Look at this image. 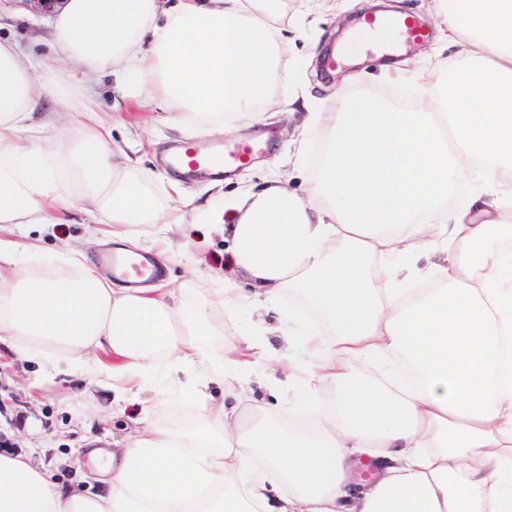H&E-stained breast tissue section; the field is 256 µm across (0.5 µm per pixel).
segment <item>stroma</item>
Wrapping results in <instances>:
<instances>
[{"mask_svg": "<svg viewBox=\"0 0 512 512\" xmlns=\"http://www.w3.org/2000/svg\"><path fill=\"white\" fill-rule=\"evenodd\" d=\"M283 6L287 19L297 27L298 37L290 45L288 57L300 65L299 91L317 106L334 96L352 98L361 93L398 107L416 103L418 87L413 73L433 68L439 57L455 55L454 49L441 46V16L433 0H394V10L420 18L426 38L408 43L400 55L370 52L356 64H339L325 70L321 59L332 53L353 18L363 14L365 0H336L332 12L319 11L314 0H283ZM47 32L46 14L21 5L19 0H0V37L15 43L19 51L43 54ZM351 73L359 74L360 82H346V75ZM91 90L104 108L103 119L112 126L114 144L135 159L136 179L155 195L160 208L169 204V178L174 174L167 156L173 146L185 142L193 143L202 152L243 143L257 150L241 172L225 174L223 189L212 188L206 173L182 178L184 195L201 207L221 204L224 198L249 189H260L279 171L287 175L290 188L300 193L314 175L322 137L315 130L303 132L300 116L269 110L259 120L241 124L235 132L202 134L193 127L178 126L168 113L135 111L122 100L112 79L92 84ZM301 137L307 145L297 157L293 154L294 142ZM56 214L60 223L14 228L12 238L19 249L39 244L43 249L39 260L44 264L56 261L57 246L63 241L82 250L91 260L105 251L97 214L65 204ZM161 229L173 242L171 258L163 267V279L172 287L203 292L211 288L216 278L245 286V277L230 262L232 242L215 225L189 221L163 228L155 224L133 225L139 252L151 253L153 236ZM112 398V391L104 384L57 374L51 364L25 362L0 346V452L44 449V459L58 481L68 487H87L94 467L81 450L75 417L84 416L92 422L105 448L124 441L137 427L138 406L116 409Z\"/></svg>", "mask_w": 512, "mask_h": 512, "instance_id": "1", "label": "stroma"}]
</instances>
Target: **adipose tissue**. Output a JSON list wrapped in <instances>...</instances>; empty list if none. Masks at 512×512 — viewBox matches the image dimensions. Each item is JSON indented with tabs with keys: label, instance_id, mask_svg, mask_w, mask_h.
Listing matches in <instances>:
<instances>
[{
	"label": "adipose tissue",
	"instance_id": "ef3b65f1",
	"mask_svg": "<svg viewBox=\"0 0 512 512\" xmlns=\"http://www.w3.org/2000/svg\"><path fill=\"white\" fill-rule=\"evenodd\" d=\"M281 2L62 0L51 66L0 40V228L52 223L65 201L119 245L157 222L87 91L107 75L138 109L164 103L205 134L274 106L324 132L306 196L276 179L197 210L226 224L244 288L116 287L70 244L23 263L0 236V341L105 383L143 424L90 450L93 492L60 485L37 449L0 452V512H512V0H440L451 90L425 75L414 108L360 96L320 110L294 92ZM44 94L80 125L31 123ZM259 310L296 323L307 366L271 352ZM228 322L238 345L213 348ZM260 368L271 392L294 388L308 428L253 398ZM162 375L193 422L151 418ZM363 457L378 473L360 485Z\"/></svg>",
	"mask_w": 512,
	"mask_h": 512
}]
</instances>
